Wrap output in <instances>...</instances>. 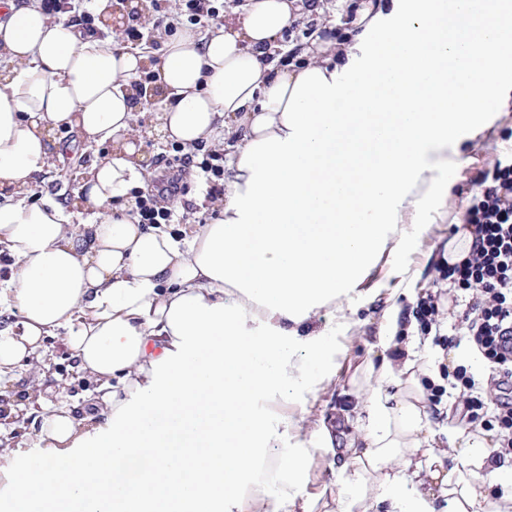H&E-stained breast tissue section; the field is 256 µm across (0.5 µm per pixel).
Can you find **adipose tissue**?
I'll use <instances>...</instances> for the list:
<instances>
[{
	"label": "adipose tissue",
	"mask_w": 512,
	"mask_h": 512,
	"mask_svg": "<svg viewBox=\"0 0 512 512\" xmlns=\"http://www.w3.org/2000/svg\"><path fill=\"white\" fill-rule=\"evenodd\" d=\"M318 0H247L208 35L168 34L151 63L52 20L36 0L0 11V253L12 260L0 303V382L27 369L44 415L37 470L13 478L11 512H289L305 463L329 428L292 445L297 421L270 405L315 392L332 355L323 310L360 295L383 257L410 250L419 212L447 197L448 149L512 106V0H362L340 42L312 36L295 64L272 48ZM152 67L171 103L165 138L192 150L223 142L221 216L181 239L119 212L146 169L132 82ZM55 129L112 145L81 178L88 224L52 197L27 204L52 168ZM55 329L97 416L77 417L68 383L41 393ZM417 337L383 311V356L361 401L367 425L341 470L361 512H512V467H489L488 440L460 433L459 466L429 446L427 401L411 368ZM398 349L402 363L389 357ZM133 458L149 474L126 480ZM494 480L486 482L483 470ZM279 494L269 498V485Z\"/></svg>",
	"instance_id": "ef3b65f1"
}]
</instances>
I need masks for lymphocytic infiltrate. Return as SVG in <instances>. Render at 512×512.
<instances>
[{
    "mask_svg": "<svg viewBox=\"0 0 512 512\" xmlns=\"http://www.w3.org/2000/svg\"><path fill=\"white\" fill-rule=\"evenodd\" d=\"M150 5L148 23L128 25L121 48L140 46L177 22L207 29L224 13V0H150ZM193 171L204 178L207 198L223 196L224 154L201 145L196 152L181 154L178 166L164 169L152 188L135 193L131 218L139 224L174 223L171 202ZM465 225L474 242L463 259L443 266L441 274L447 292L472 294L462 318L464 336L468 348L482 357L488 376L478 382L458 366L451 377L460 388L464 418L472 422L492 413L504 430L500 446L511 451L512 400L502 397L501 388L512 386V164L497 166L490 179L479 183Z\"/></svg>",
    "mask_w": 512,
    "mask_h": 512,
    "instance_id": "f902f5d3",
    "label": "lymphocytic infiltrate"
}]
</instances>
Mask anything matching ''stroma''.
Returning <instances> with one entry per match:
<instances>
[{"label":"stroma","instance_id":"stroma-1","mask_svg":"<svg viewBox=\"0 0 512 512\" xmlns=\"http://www.w3.org/2000/svg\"><path fill=\"white\" fill-rule=\"evenodd\" d=\"M57 140L65 147L48 174L38 176L31 203H40L41 192L47 184L56 187V198L77 194L78 182L73 179L72 169L78 163H91L110 152L106 143L88 140L76 132L57 133ZM512 164V110L501 112L498 121L467 140L457 154L451 155L446 171L453 189L446 199L421 215L422 231L416 236L412 248L397 259H381L372 272V292L346 302L344 314L333 311L322 313L313 320L314 329L325 332L326 345L333 353L331 377L311 395L280 401L277 410L282 416L299 420L301 434H309L320 420H329L337 432L345 438L362 434L364 424L358 421L351 392L361 384L368 363L378 362L381 350L377 337L382 327V308L390 304L404 312H412L420 296L446 288L440 275L441 268L451 249V238L466 208L473 201L472 188L476 181L491 173L496 165ZM205 184L193 180L184 194L176 201L177 213L183 214V222L177 223V234H194L203 225L211 223L216 209L203 203ZM403 266L415 273L412 288H405L396 275L395 266ZM421 359L414 365L416 374L440 364L461 365L474 374H482L483 364L476 353L460 349L445 352L435 346L431 336L421 338ZM442 412L434 417V444L439 448L450 447L462 427L458 392L447 389L438 399ZM38 414L21 417L18 425L0 427V444L13 448L12 465L21 471L35 466L41 454L28 439L39 428ZM341 456L335 449L313 452L308 459L298 488L293 512H343L344 498L340 494Z\"/></svg>","mask_w":512,"mask_h":512}]
</instances>
